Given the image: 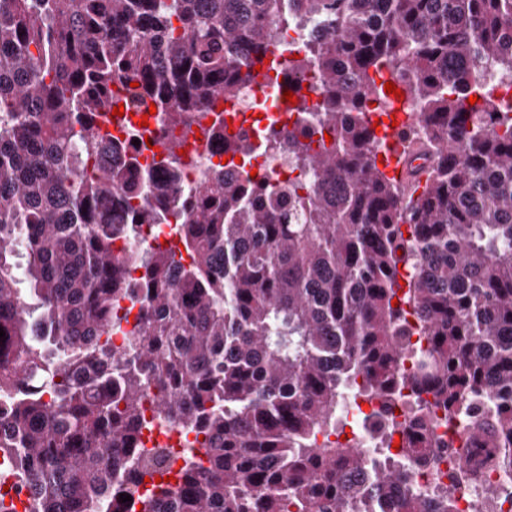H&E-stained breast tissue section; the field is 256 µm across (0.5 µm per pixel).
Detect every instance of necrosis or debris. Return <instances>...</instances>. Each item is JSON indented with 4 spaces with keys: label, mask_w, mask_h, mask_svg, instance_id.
<instances>
[{
    "label": "necrosis or debris",
    "mask_w": 512,
    "mask_h": 512,
    "mask_svg": "<svg viewBox=\"0 0 512 512\" xmlns=\"http://www.w3.org/2000/svg\"><path fill=\"white\" fill-rule=\"evenodd\" d=\"M261 84L249 81L239 85L234 98L237 110L244 122L237 129L236 135L251 144L250 161L247 170L256 174L259 183H286L299 177L300 172L295 163L284 150L264 148L262 137L267 130L271 117L284 113V126H293L297 115L282 112L274 96L266 95ZM148 135V142H141V135ZM168 133L159 125L156 116H149L147 127L138 124L127 125L115 132L114 137L126 144L135 145L140 170L130 171V180H138L141 170H148L153 176L154 186H162L164 172L155 166L154 142L167 138ZM224 142L216 138L204 143L195 150L190 163L182 171V185L187 193H195L206 180L214 175L232 180L236 177L234 167L224 165ZM171 234L167 224L140 225L134 237H117L112 241V253L115 258L125 261V272L129 281H137L138 268L127 261L134 253H148L157 250ZM168 390L157 384H150L141 397V412L145 420L150 421V428L142 433V445L146 448H167L171 455L167 463L168 475H176L184 464L186 455L202 457L204 449L203 435L186 430L174 424L157 421V408L167 395ZM443 444L438 453L441 461L438 466L424 465L411 472L413 484L427 494H435L438 487H452L455 497V512H472L474 505H481L483 512H512V472H504L489 466L491 449L482 442L469 437L468 418L457 419L453 425L439 428Z\"/></svg>",
    "instance_id": "necrosis-or-debris-1"
}]
</instances>
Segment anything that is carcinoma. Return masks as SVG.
Returning a JSON list of instances; mask_svg holds the SVG:
<instances>
[{"instance_id":"1","label":"carcinoma","mask_w":512,"mask_h":512,"mask_svg":"<svg viewBox=\"0 0 512 512\" xmlns=\"http://www.w3.org/2000/svg\"><path fill=\"white\" fill-rule=\"evenodd\" d=\"M295 17L319 29L288 85L314 66L323 101L298 133L271 120L266 143L309 181L185 196L170 141L174 247L130 256L144 287H128L112 236L163 216L150 175L125 177L137 155L100 133L113 87L189 127L270 43L288 51ZM477 57L512 76V0H0V451L20 458L31 512H110L131 471L164 473L166 449L139 443L150 381L169 387L158 415L207 438V461L187 457L141 512H453L449 492L427 499L409 479L437 439L392 451L388 408L404 398L435 427L485 403L470 438L512 464V112ZM384 63L419 108L409 184L378 168L369 126ZM114 204L125 223L102 220ZM130 295L151 313L128 356L101 336ZM349 393L381 402L371 455L317 443Z\"/></svg>"}]
</instances>
